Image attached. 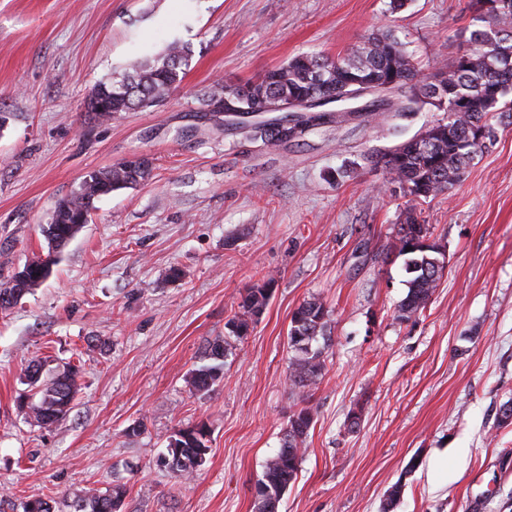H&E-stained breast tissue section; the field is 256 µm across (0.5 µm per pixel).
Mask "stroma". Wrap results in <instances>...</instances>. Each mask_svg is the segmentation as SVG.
Masks as SVG:
<instances>
[{"instance_id": "obj_1", "label": "stroma", "mask_w": 512, "mask_h": 512, "mask_svg": "<svg viewBox=\"0 0 512 512\" xmlns=\"http://www.w3.org/2000/svg\"><path fill=\"white\" fill-rule=\"evenodd\" d=\"M472 16V0H0V275L46 254L41 225L88 172L153 159L151 178L100 198L49 277L0 315V512L37 497L74 512L116 485L122 512H254L303 404L314 424L279 512H383L397 483L392 512H512V424L499 414L512 399V125L420 205L447 267L423 313L400 322L406 199L367 158L440 111L343 113L272 145L203 102L214 83L334 56L378 29L429 73L467 50ZM174 39L193 49L177 91L91 118L96 83ZM269 276L223 380L190 391L208 342ZM309 299L329 310L333 342L303 401L289 388L288 329ZM33 362L83 365L72 411L47 429L19 409ZM202 422L205 463L186 478L158 466L174 431Z\"/></svg>"}]
</instances>
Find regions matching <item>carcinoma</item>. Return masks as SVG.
I'll return each mask as SVG.
<instances>
[{
  "instance_id": "obj_1",
  "label": "carcinoma",
  "mask_w": 512,
  "mask_h": 512,
  "mask_svg": "<svg viewBox=\"0 0 512 512\" xmlns=\"http://www.w3.org/2000/svg\"><path fill=\"white\" fill-rule=\"evenodd\" d=\"M468 43L472 48L451 62L426 75L405 45L391 32L375 33L344 54L331 57L323 53L298 54L283 65L243 85L226 84L207 93L205 102L233 97L247 107L265 102L290 99L336 97L351 89L356 79L398 80L394 112H421L441 106L434 87L445 91V98L461 102L453 119L431 124L436 131L435 143L427 150L401 153L398 148L371 156V163L381 167L390 181L399 183L408 197L403 221L398 224L395 247L406 257L408 291L396 309L395 319L404 322L422 313L442 277V270L432 262L429 251L411 246L412 241L430 233L417 213L419 201L444 193L457 185L481 149L474 145L476 130L487 129V140L495 135V121L512 124V8L491 12L474 8ZM192 58L190 47L170 43L153 59L130 62L118 76L100 81L91 89L87 111L101 122L112 120L119 112L136 110L141 104L151 107L165 100L182 83ZM152 163L142 164L123 159L106 170L93 171L78 186L59 199L51 221L41 226L48 243L47 257L65 246L82 228L80 220L89 213L91 200L114 191L132 188L147 181ZM44 260L26 261L19 274L0 281V313L7 314L17 303L40 285ZM267 278L241 296L242 313L227 322L228 334L207 346V363L192 370L190 385L198 394H206L224 378V358L229 338L248 334L251 324L267 307L270 296L264 289L274 286ZM291 390L301 392L315 384L325 367V349L331 346L330 319L324 304L317 300L301 303L294 311L288 331ZM82 365L66 364L49 378L42 369L30 365L25 379L32 388L26 397L25 419L32 425L48 428L65 419L74 407ZM308 429L288 421L281 448L269 458L261 489L255 496V512H265L268 495L283 496L296 479L305 451ZM210 450V430L197 424L176 430L167 444L169 461L159 465L181 477L191 476L206 460ZM125 489L115 487L102 494H92L76 501L75 512H121Z\"/></svg>"
}]
</instances>
